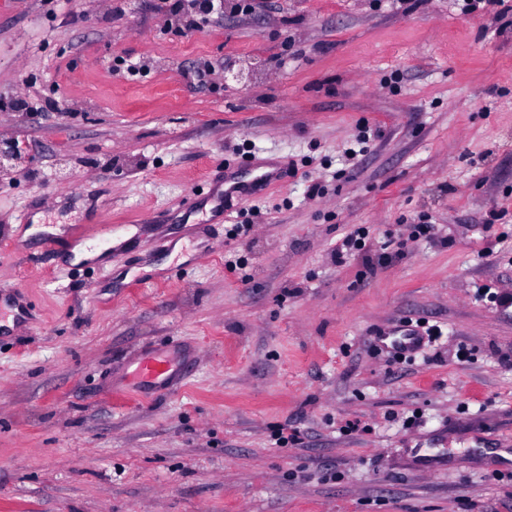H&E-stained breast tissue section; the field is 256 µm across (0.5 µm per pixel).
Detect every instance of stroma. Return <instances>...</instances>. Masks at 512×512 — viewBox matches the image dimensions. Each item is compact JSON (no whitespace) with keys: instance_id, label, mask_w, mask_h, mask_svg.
<instances>
[{"instance_id":"stroma-1","label":"stroma","mask_w":512,"mask_h":512,"mask_svg":"<svg viewBox=\"0 0 512 512\" xmlns=\"http://www.w3.org/2000/svg\"><path fill=\"white\" fill-rule=\"evenodd\" d=\"M160 2L0 0V512H512V10ZM410 319L441 339L372 347Z\"/></svg>"}]
</instances>
